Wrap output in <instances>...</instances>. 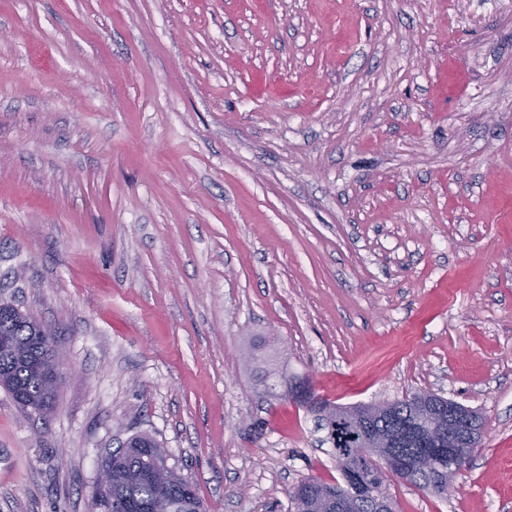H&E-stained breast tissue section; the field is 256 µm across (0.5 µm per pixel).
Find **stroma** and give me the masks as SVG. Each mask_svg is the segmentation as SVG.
Here are the masks:
<instances>
[{
	"label": "stroma",
	"instance_id": "obj_1",
	"mask_svg": "<svg viewBox=\"0 0 512 512\" xmlns=\"http://www.w3.org/2000/svg\"><path fill=\"white\" fill-rule=\"evenodd\" d=\"M0 300L51 411L0 388V512H91L136 434L206 512L339 478L261 367L350 406L431 390L512 512V0H0ZM3 303L0 305V336H7L16 349L44 352L46 347L39 349L35 344L34 329L38 322L13 305Z\"/></svg>",
	"mask_w": 512,
	"mask_h": 512
}]
</instances>
